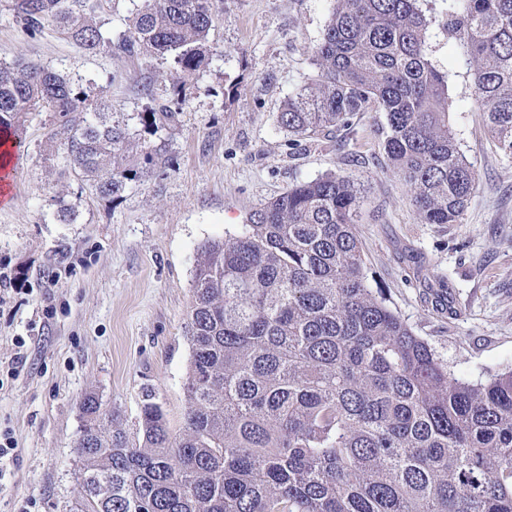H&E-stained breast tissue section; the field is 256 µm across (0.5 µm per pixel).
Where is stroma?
I'll use <instances>...</instances> for the list:
<instances>
[{
	"label": "stroma",
	"instance_id": "obj_1",
	"mask_svg": "<svg viewBox=\"0 0 512 512\" xmlns=\"http://www.w3.org/2000/svg\"><path fill=\"white\" fill-rule=\"evenodd\" d=\"M104 36L126 28L136 0H90ZM332 0H218L200 68L173 59L92 53L54 21L24 28L0 0V62L33 61L89 90L159 163L104 199L71 170L49 112L14 139L13 186L0 204V432L17 445L0 462V512H75L80 402L99 398L135 433L145 391L173 432L184 426L187 314L201 246L236 235L247 213L323 174L364 187L358 231L365 272L448 363L475 380L512 365V156L491 142L469 68L446 30L448 0H422L428 57L448 76V119L478 186L458 224L419 223L406 186L385 171L384 118L363 112L320 145L289 148L278 114L316 75L312 50ZM186 102L176 105L173 80ZM178 109L174 128L138 113ZM74 218H58L59 204Z\"/></svg>",
	"mask_w": 512,
	"mask_h": 512
}]
</instances>
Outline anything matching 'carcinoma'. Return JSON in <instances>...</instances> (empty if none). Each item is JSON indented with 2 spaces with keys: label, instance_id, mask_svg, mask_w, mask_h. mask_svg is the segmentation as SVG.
I'll list each match as a JSON object with an SVG mask.
<instances>
[{
  "label": "carcinoma",
  "instance_id": "carcinoma-1",
  "mask_svg": "<svg viewBox=\"0 0 512 512\" xmlns=\"http://www.w3.org/2000/svg\"><path fill=\"white\" fill-rule=\"evenodd\" d=\"M317 75L278 113L288 146L318 145L360 112L385 116L386 170L422 224H459L478 184L448 122V78L427 58L419 0H333ZM92 53L204 61L213 0H141L118 42L85 0H14ZM475 103L512 155V0H448ZM31 112L60 119L71 169L102 198L137 174L128 125L81 85L36 62L0 63V134ZM157 130L177 113L138 116ZM350 172L299 182L251 210L241 232L200 250L187 319L185 424L155 394L136 433L89 394L75 451L79 512H512V368L472 381L369 287Z\"/></svg>",
  "mask_w": 512,
  "mask_h": 512
}]
</instances>
